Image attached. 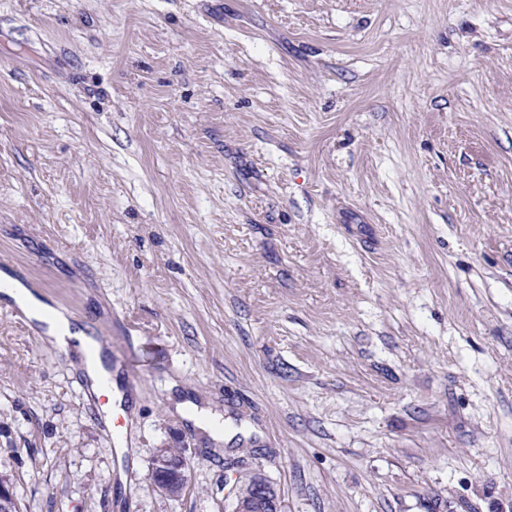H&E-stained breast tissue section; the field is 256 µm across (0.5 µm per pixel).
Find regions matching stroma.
Listing matches in <instances>:
<instances>
[{
  "mask_svg": "<svg viewBox=\"0 0 512 512\" xmlns=\"http://www.w3.org/2000/svg\"><path fill=\"white\" fill-rule=\"evenodd\" d=\"M0 259L138 399L0 309L20 512H512V0H0ZM80 343H85L88 346L89 353L94 355L97 352V340L91 333L85 329L79 322L70 321V329L59 336L58 347L67 352L75 348ZM188 470L189 460L184 452L161 448L153 457L150 478L168 497L178 499L186 488ZM245 489L237 492L233 512H281L279 496L273 484L257 473L242 479Z\"/></svg>",
  "mask_w": 512,
  "mask_h": 512,
  "instance_id": "obj_1",
  "label": "stroma"
}]
</instances>
